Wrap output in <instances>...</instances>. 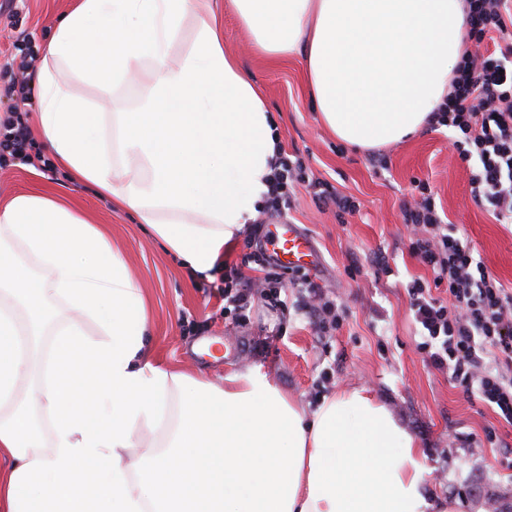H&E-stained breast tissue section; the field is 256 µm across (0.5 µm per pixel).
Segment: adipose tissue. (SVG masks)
I'll list each match as a JSON object with an SVG mask.
<instances>
[{"label": "adipose tissue", "instance_id": "1", "mask_svg": "<svg viewBox=\"0 0 512 512\" xmlns=\"http://www.w3.org/2000/svg\"><path fill=\"white\" fill-rule=\"evenodd\" d=\"M229 2L258 54L301 58L320 121L360 149L423 131L469 42L463 0ZM189 18L194 44L172 56ZM139 70L149 93L113 113L106 146L70 82L107 92ZM36 96L47 149L192 276L211 277L271 193L273 118L213 0H76ZM148 325L124 256L80 214L29 193L0 206V512H455L368 388L309 413L259 364L220 384L158 364Z\"/></svg>", "mask_w": 512, "mask_h": 512}]
</instances>
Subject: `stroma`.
<instances>
[{
	"label": "stroma",
	"instance_id": "stroma-1",
	"mask_svg": "<svg viewBox=\"0 0 512 512\" xmlns=\"http://www.w3.org/2000/svg\"><path fill=\"white\" fill-rule=\"evenodd\" d=\"M71 0H0V122L17 98L11 90L31 83L45 47ZM224 46L243 62L246 77L264 97L281 151L300 159L309 179H322L354 198L355 214L337 217L314 196L308 181L295 183L282 217L299 225L318 255L307 274L341 303L343 320L332 335L320 332L303 308L298 288L282 291L278 305L254 295L245 319L224 310L223 271L195 279L165 255L141 225L111 197L74 183L60 165L43 171L16 160L0 164V204L22 192L56 196L78 210L121 251L151 313L147 342L152 356L184 372L207 371L222 382L231 367L263 365L274 381L305 406L336 389L365 386L420 442L429 468L430 494L456 502L457 512H512V425L467 394L448 373L431 367L420 348L406 290L433 273L415 256L403 223L405 205L426 185L488 272L512 289V224L498 223L470 194L473 164L452 147L448 128L378 150L362 151L321 124L300 58L271 61L255 54L227 0H215ZM35 56L21 68L25 53ZM146 75L104 93L75 80L73 93L95 112H127L148 93ZM383 255L391 271L375 272ZM359 260L364 270L345 269Z\"/></svg>",
	"mask_w": 512,
	"mask_h": 512
}]
</instances>
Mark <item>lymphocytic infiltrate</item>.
I'll return each instance as SVG.
<instances>
[{
  "mask_svg": "<svg viewBox=\"0 0 512 512\" xmlns=\"http://www.w3.org/2000/svg\"><path fill=\"white\" fill-rule=\"evenodd\" d=\"M474 51L458 63L446 99L433 112L432 126L456 131L452 146L475 163L473 200L502 224L512 223V43L502 53H478L488 34L512 31V0H464ZM413 235L410 248L433 272L429 281L407 283L410 311L419 325L422 349L432 366L447 371L467 394L512 424V290L490 274L453 224L444 222L431 197L405 206ZM263 278V296L276 298L282 273L265 252L252 254ZM253 288V289H256ZM444 296H437V289ZM251 288L235 273L224 276V297L245 311Z\"/></svg>",
  "mask_w": 512,
  "mask_h": 512,
  "instance_id": "obj_1",
  "label": "lymphocytic infiltrate"
}]
</instances>
